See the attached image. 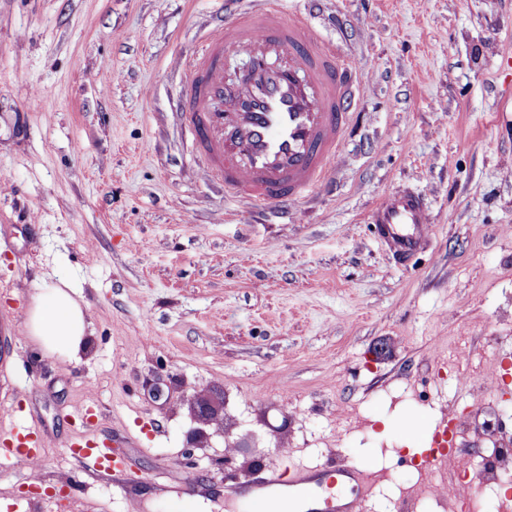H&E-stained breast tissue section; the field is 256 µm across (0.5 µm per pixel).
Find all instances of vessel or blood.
Returning a JSON list of instances; mask_svg holds the SVG:
<instances>
[{
  "label": "vessel or blood",
  "instance_id": "1",
  "mask_svg": "<svg viewBox=\"0 0 512 512\" xmlns=\"http://www.w3.org/2000/svg\"><path fill=\"white\" fill-rule=\"evenodd\" d=\"M244 69L226 76L230 61ZM185 81L179 119L201 158L207 180L257 208H274L307 197L321 186L347 141L351 114L361 95L353 65L341 58L305 15L284 10L282 0H256L228 12L202 49L183 62ZM373 233L393 260L409 265L429 241L430 212L422 193L402 188L387 194L368 216ZM455 445L449 429L434 437L422 459L437 467ZM0 453L21 466L41 462L38 439L24 434L0 439ZM70 453L80 477L128 478V463L104 442L79 436ZM371 474L349 464L311 468L289 479L269 473L257 480L263 512H279L272 489H287L291 503L322 493L318 512H360L358 500H333L325 491L347 482L367 488Z\"/></svg>",
  "mask_w": 512,
  "mask_h": 512
}]
</instances>
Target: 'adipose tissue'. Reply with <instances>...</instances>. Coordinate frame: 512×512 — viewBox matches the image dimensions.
I'll return each mask as SVG.
<instances>
[{"label":"adipose tissue","mask_w":512,"mask_h":512,"mask_svg":"<svg viewBox=\"0 0 512 512\" xmlns=\"http://www.w3.org/2000/svg\"><path fill=\"white\" fill-rule=\"evenodd\" d=\"M68 283L37 294L26 313L27 335L47 355L78 358L88 334L85 312Z\"/></svg>","instance_id":"ef3b65f1"}]
</instances>
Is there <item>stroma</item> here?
I'll return each mask as SVG.
<instances>
[{"instance_id": "stroma-1", "label": "stroma", "mask_w": 512, "mask_h": 512, "mask_svg": "<svg viewBox=\"0 0 512 512\" xmlns=\"http://www.w3.org/2000/svg\"><path fill=\"white\" fill-rule=\"evenodd\" d=\"M225 0H0V437L38 434L37 493L0 457V512H52L93 435L128 459L89 479L75 512H207L224 485L345 462L376 476L362 512H437L404 423L461 435L443 480L512 440V0L302 4L363 82L352 129L298 220L200 181L176 116L178 60L201 51ZM403 185L430 203L431 247L397 266L370 211ZM65 281L88 349L41 354L23 323ZM493 384L448 379V351ZM198 390L224 405L197 424ZM270 438L249 465L226 438Z\"/></svg>"}]
</instances>
